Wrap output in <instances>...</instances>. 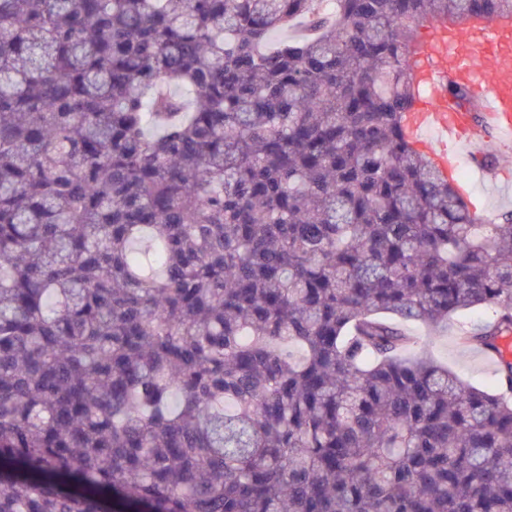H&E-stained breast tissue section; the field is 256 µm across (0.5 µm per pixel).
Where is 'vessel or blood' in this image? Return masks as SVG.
<instances>
[{
    "instance_id": "obj_1",
    "label": "vessel or blood",
    "mask_w": 512,
    "mask_h": 512,
    "mask_svg": "<svg viewBox=\"0 0 512 512\" xmlns=\"http://www.w3.org/2000/svg\"><path fill=\"white\" fill-rule=\"evenodd\" d=\"M413 63L416 95L404 125L413 145L426 151L444 174L457 169L449 141L463 139L471 145L477 135L472 113L449 100V81L468 87L489 128L512 137V24L493 18L459 29L434 23Z\"/></svg>"
}]
</instances>
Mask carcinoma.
Masks as SVG:
<instances>
[{
    "instance_id": "carcinoma-1",
    "label": "carcinoma",
    "mask_w": 512,
    "mask_h": 512,
    "mask_svg": "<svg viewBox=\"0 0 512 512\" xmlns=\"http://www.w3.org/2000/svg\"><path fill=\"white\" fill-rule=\"evenodd\" d=\"M0 0V512H512V211L406 137L512 0ZM300 40L271 44L297 22ZM489 310H478L454 317L448 326L437 331L429 332L421 325H409L406 328L421 336V344L431 353L433 358L441 365L458 375L462 380L482 386H492L495 366L487 362L482 355L471 349L463 347L457 336L462 327L468 328L472 322L489 317Z\"/></svg>"
}]
</instances>
